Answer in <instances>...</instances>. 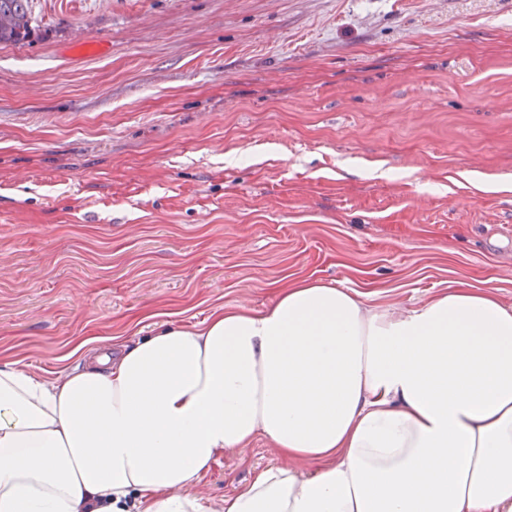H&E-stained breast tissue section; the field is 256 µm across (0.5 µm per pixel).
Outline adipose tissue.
Masks as SVG:
<instances>
[{
    "instance_id": "ef3b65f1",
    "label": "adipose tissue",
    "mask_w": 512,
    "mask_h": 512,
    "mask_svg": "<svg viewBox=\"0 0 512 512\" xmlns=\"http://www.w3.org/2000/svg\"><path fill=\"white\" fill-rule=\"evenodd\" d=\"M45 376L0 360V512H205L192 493L261 439L224 512H512V304L449 282L418 305L308 278Z\"/></svg>"
}]
</instances>
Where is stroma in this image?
Segmentation results:
<instances>
[{"instance_id": "stroma-1", "label": "stroma", "mask_w": 512, "mask_h": 512, "mask_svg": "<svg viewBox=\"0 0 512 512\" xmlns=\"http://www.w3.org/2000/svg\"><path fill=\"white\" fill-rule=\"evenodd\" d=\"M0 46V358L310 278L512 302V0H32ZM102 54L73 57L75 35ZM263 440L196 492L213 512Z\"/></svg>"}]
</instances>
